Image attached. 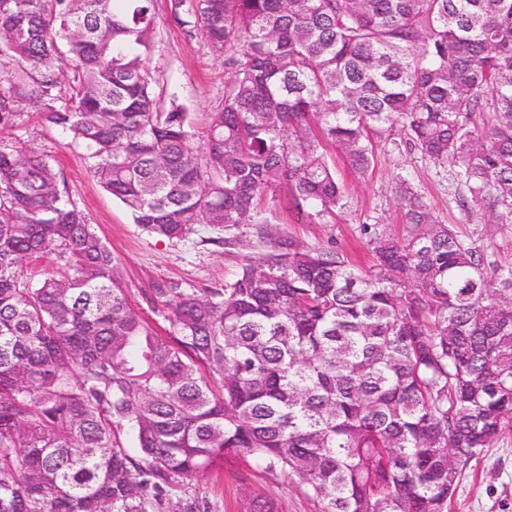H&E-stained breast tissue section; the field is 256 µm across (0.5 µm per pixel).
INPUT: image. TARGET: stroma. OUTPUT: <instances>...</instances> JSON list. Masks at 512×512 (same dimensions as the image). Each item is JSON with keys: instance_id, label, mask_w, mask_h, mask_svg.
Listing matches in <instances>:
<instances>
[{"instance_id": "obj_1", "label": "stroma", "mask_w": 512, "mask_h": 512, "mask_svg": "<svg viewBox=\"0 0 512 512\" xmlns=\"http://www.w3.org/2000/svg\"><path fill=\"white\" fill-rule=\"evenodd\" d=\"M149 66L162 98L177 96L191 112L196 129L224 97V60L208 46L202 32L186 33L173 19L171 0H155L154 47ZM32 143L51 155L70 199L86 215L116 256L131 306L160 334L171 329L168 313L153 300V286L176 280L184 287H222L249 259L271 251L284 236L308 248L335 251L360 270H369L373 256L365 227L394 235L405 232L399 181L406 178L433 216L450 225L460 239L484 249L489 262L512 264V224L494 223L482 203L471 201L456 167L440 168L411 147L404 132L374 145L375 164L364 175L354 173L328 150L345 187L347 205L332 212L311 211L298 218L288 191L267 195L261 207L267 234L242 224L220 231L200 224L182 241L147 234L127 209L103 190L88 169L83 149L39 114L24 112L0 125V144ZM210 512H246L254 499L273 503L276 512H318L316 501L295 483L229 457L219 474L197 480ZM448 512H512V428L505 430L474 459L462 476Z\"/></svg>"}]
</instances>
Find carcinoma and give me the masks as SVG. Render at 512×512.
<instances>
[{
	"label": "carcinoma",
	"mask_w": 512,
	"mask_h": 512,
	"mask_svg": "<svg viewBox=\"0 0 512 512\" xmlns=\"http://www.w3.org/2000/svg\"><path fill=\"white\" fill-rule=\"evenodd\" d=\"M171 9L224 57L202 135L156 96L154 0H0V125L34 108L169 241L265 224L284 185L299 216L340 209L324 145L363 175L399 128L512 223V0ZM401 191L406 237L371 234V271L283 237L220 288L157 284L161 336L49 156L0 146V512H174L172 487L232 455L319 512H448L512 425V265L439 223L409 180ZM40 258L68 270L23 281Z\"/></svg>",
	"instance_id": "cac0c4a2"
}]
</instances>
